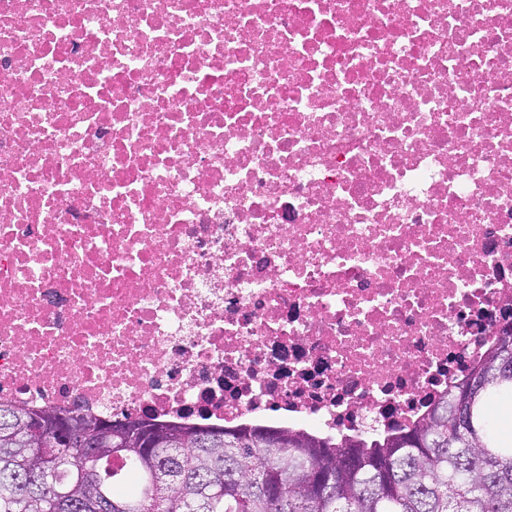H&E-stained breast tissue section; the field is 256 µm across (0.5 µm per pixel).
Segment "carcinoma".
Instances as JSON below:
<instances>
[{
    "instance_id": "carcinoma-1",
    "label": "carcinoma",
    "mask_w": 512,
    "mask_h": 512,
    "mask_svg": "<svg viewBox=\"0 0 512 512\" xmlns=\"http://www.w3.org/2000/svg\"><path fill=\"white\" fill-rule=\"evenodd\" d=\"M512 328L423 420L374 439L110 423L0 401V512H512ZM62 426L59 464L28 429Z\"/></svg>"
}]
</instances>
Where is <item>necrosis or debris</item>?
Returning a JSON list of instances; mask_svg holds the SVG:
<instances>
[{
	"mask_svg": "<svg viewBox=\"0 0 512 512\" xmlns=\"http://www.w3.org/2000/svg\"><path fill=\"white\" fill-rule=\"evenodd\" d=\"M512 324V0H0V401L384 435Z\"/></svg>",
	"mask_w": 512,
	"mask_h": 512,
	"instance_id": "obj_1",
	"label": "necrosis or debris"
}]
</instances>
